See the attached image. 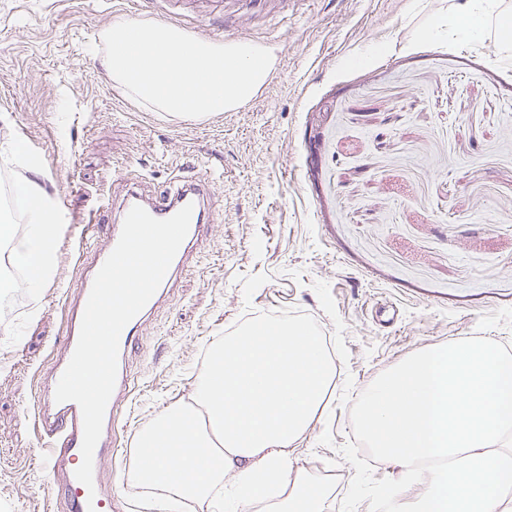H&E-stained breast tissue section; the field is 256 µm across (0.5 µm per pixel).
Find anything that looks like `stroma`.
<instances>
[{
    "mask_svg": "<svg viewBox=\"0 0 512 512\" xmlns=\"http://www.w3.org/2000/svg\"><path fill=\"white\" fill-rule=\"evenodd\" d=\"M459 0H0V145L17 140L71 223L178 168L207 172L208 245L140 332L119 438L188 400L212 347L260 315L322 336L336 376L294 466L339 512L354 469L351 397L411 354L483 337L512 346V54L443 38ZM204 41L271 47L270 77L235 112L169 118L129 97L92 44L120 17ZM60 235L39 303L0 294V512H61L31 421L81 275ZM403 318L377 325L371 305Z\"/></svg>",
    "mask_w": 512,
    "mask_h": 512,
    "instance_id": "1",
    "label": "stroma"
}]
</instances>
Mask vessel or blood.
I'll use <instances>...</instances> for the list:
<instances>
[{
    "label": "vessel or blood",
    "mask_w": 512,
    "mask_h": 512,
    "mask_svg": "<svg viewBox=\"0 0 512 512\" xmlns=\"http://www.w3.org/2000/svg\"><path fill=\"white\" fill-rule=\"evenodd\" d=\"M210 183L209 176L200 173L190 179H175L164 191L148 198L135 189L129 190L127 194L124 209L138 205L158 219L169 218L187 205L192 206L193 213L188 234L162 283L151 300L121 333L116 385L106 408L102 435L94 451L95 462H102L120 453L119 448L112 445V431L132 391L134 377L129 365V350L135 336L150 314L168 297L179 270L187 266L194 254L204 248L207 241L204 229L216 221L217 212L212 203ZM121 230V224L106 223L100 216L82 225V245L78 258L85 275L76 289L66 294V345L53 356L48 372L37 384L34 425L40 439V460L49 474L53 491L65 505V512H122L123 509V503L118 497L106 493L102 476H95L94 485L90 488L76 479L75 470L82 461V412L75 402L59 403L55 400L56 386L77 345L93 280L116 246Z\"/></svg>",
    "instance_id": "b4317fda"
}]
</instances>
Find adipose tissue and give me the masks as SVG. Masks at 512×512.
<instances>
[{
  "label": "adipose tissue",
  "instance_id": "ef3b65f1",
  "mask_svg": "<svg viewBox=\"0 0 512 512\" xmlns=\"http://www.w3.org/2000/svg\"><path fill=\"white\" fill-rule=\"evenodd\" d=\"M461 24L443 12L440 32L473 40L485 21L502 15L500 0H460ZM26 222L0 225V267L20 271L31 296L51 276L58 230L56 207L33 183L19 185ZM334 359L303 324L255 320L213 348L192 400L176 404L141 430L129 482L151 495L161 512L184 502L202 512L231 504L233 512H323L329 490L290 461L291 447L312 425Z\"/></svg>",
  "mask_w": 512,
  "mask_h": 512
}]
</instances>
